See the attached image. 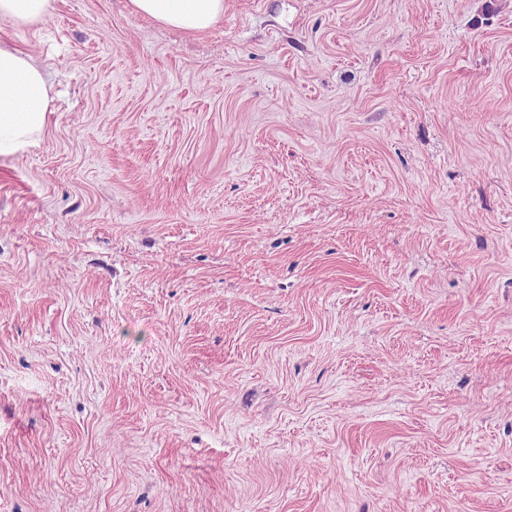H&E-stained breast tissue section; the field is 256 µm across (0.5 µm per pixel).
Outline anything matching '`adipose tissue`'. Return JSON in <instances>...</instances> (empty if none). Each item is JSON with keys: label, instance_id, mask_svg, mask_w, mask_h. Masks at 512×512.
<instances>
[{"label": "adipose tissue", "instance_id": "adipose-tissue-1", "mask_svg": "<svg viewBox=\"0 0 512 512\" xmlns=\"http://www.w3.org/2000/svg\"><path fill=\"white\" fill-rule=\"evenodd\" d=\"M132 8L150 19L186 32L212 28L224 15V0H130ZM53 109L51 87L44 71L29 55L0 46V154H15L44 132Z\"/></svg>", "mask_w": 512, "mask_h": 512}]
</instances>
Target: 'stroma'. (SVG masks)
<instances>
[{
	"mask_svg": "<svg viewBox=\"0 0 512 512\" xmlns=\"http://www.w3.org/2000/svg\"><path fill=\"white\" fill-rule=\"evenodd\" d=\"M0 45V512H512V0ZM52 87L29 55L0 46V154H15L44 132Z\"/></svg>",
	"mask_w": 512,
	"mask_h": 512,
	"instance_id": "obj_1",
	"label": "stroma"
}]
</instances>
